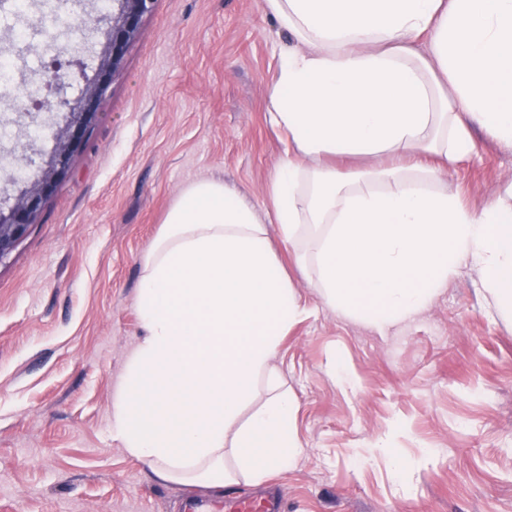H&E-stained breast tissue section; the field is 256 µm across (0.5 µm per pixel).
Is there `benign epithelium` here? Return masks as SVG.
Here are the masks:
<instances>
[{"label": "benign epithelium", "instance_id": "obj_1", "mask_svg": "<svg viewBox=\"0 0 512 512\" xmlns=\"http://www.w3.org/2000/svg\"><path fill=\"white\" fill-rule=\"evenodd\" d=\"M155 0H112V8L105 12L97 11L88 18V29L105 35L112 45V68H117L124 48L136 36L142 17L152 10ZM54 79L40 82L46 98L43 104L35 103L32 108L55 114L47 125L55 144L48 153L38 157H17L10 155L4 164L11 167L35 168L31 178L23 179V187L7 208L0 207V263L10 257L19 242L24 239L31 227L36 224L41 204L49 196L67 173L70 154L81 146L84 132L90 122L86 112V99L89 95L100 96L105 85L91 83L85 71L82 52L73 49L61 63L51 64ZM84 81V95L73 97L70 85Z\"/></svg>", "mask_w": 512, "mask_h": 512}]
</instances>
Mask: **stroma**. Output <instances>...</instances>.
Masks as SVG:
<instances>
[{
    "label": "stroma",
    "instance_id": "35a3bbf8",
    "mask_svg": "<svg viewBox=\"0 0 512 512\" xmlns=\"http://www.w3.org/2000/svg\"><path fill=\"white\" fill-rule=\"evenodd\" d=\"M90 0H54L55 37L0 0V48L16 97L78 38ZM287 33L261 0H156L116 71L84 50L107 90L66 178L0 263V512H183L202 487L158 479L112 431V406L144 334L138 291L171 202L221 178L258 209L287 143L266 117ZM476 152L442 185L472 210L512 184V148L473 129ZM305 315L272 362L295 400L293 466L273 485L288 512H512V320L462 268L389 335L324 304L278 231L270 233ZM391 438L397 456L374 451Z\"/></svg>",
    "mask_w": 512,
    "mask_h": 512
}]
</instances>
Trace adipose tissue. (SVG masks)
<instances>
[{
  "mask_svg": "<svg viewBox=\"0 0 512 512\" xmlns=\"http://www.w3.org/2000/svg\"><path fill=\"white\" fill-rule=\"evenodd\" d=\"M263 10L298 43L267 91L269 121L288 139L270 206L215 178L173 200L141 277L146 334L113 412L116 437L160 479L219 492L289 469L299 446L271 362L304 309L269 225L329 306L378 330L413 319L467 266L512 318V189L476 212L440 184L474 153L471 127L512 146V0H263ZM330 157L371 166L343 175ZM260 387L264 401L240 421Z\"/></svg>",
  "mask_w": 512,
  "mask_h": 512,
  "instance_id": "1",
  "label": "adipose tissue"
}]
</instances>
